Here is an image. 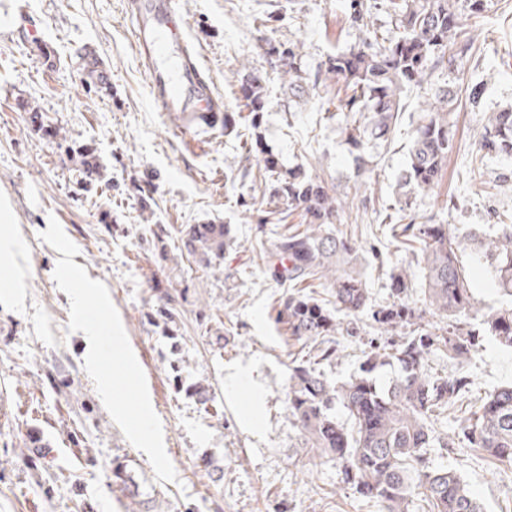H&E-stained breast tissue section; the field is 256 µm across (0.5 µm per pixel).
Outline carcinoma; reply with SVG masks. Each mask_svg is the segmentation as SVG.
<instances>
[{
	"label": "carcinoma",
	"mask_w": 512,
	"mask_h": 512,
	"mask_svg": "<svg viewBox=\"0 0 512 512\" xmlns=\"http://www.w3.org/2000/svg\"><path fill=\"white\" fill-rule=\"evenodd\" d=\"M395 31L366 30L362 43L336 51L324 67L310 73L299 47L270 42L264 52L288 75L295 96L336 87V122L354 157L357 181L376 177L373 141L388 143L404 111V93L415 88L434 101L413 129L408 159L398 175L399 188L429 191L440 181L453 152L452 106L458 86L447 78L473 55L469 20L486 12L488 0H381ZM240 91L251 114L256 140L263 141L260 114L266 105L263 78L250 71ZM479 150L512 158V105L491 113L479 137ZM79 157L76 181L88 191L99 181L101 166L89 144L69 148ZM262 177L270 196L305 223L277 233L266 267L271 279L288 286L274 308V323L300 347L301 357L288 368L285 404L301 428L306 447L342 467L347 483L362 497L380 504L381 512H405L412 493L423 490L430 512H484L479 500L454 472L427 465L430 448H478L502 463H512V383L485 393L481 405L459 423L453 435L436 432L434 422L455 408L473 385L464 369L482 347L480 335L460 317L472 307L473 292L458 253L470 250L488 262L497 288L508 297L483 314L485 332L497 347L512 351V223L500 222L493 235L478 231L451 233L446 224L416 222L404 214L400 243L418 246L423 287L429 307L448 316L436 327L424 322L403 300L411 285L406 269L390 274L396 301L374 306L357 268V247L344 221L337 186L303 165L284 169L268 148ZM181 250L208 267L224 259L230 241L227 224H186ZM371 318L385 333L399 336L372 344L358 371L344 381L327 378L322 366L336 359L333 336L360 333L359 316ZM182 311L172 297L156 309L152 323L175 336ZM442 351L455 370L433 373L428 356ZM347 411L351 426L336 420L334 409Z\"/></svg>",
	"instance_id": "obj_1"
}]
</instances>
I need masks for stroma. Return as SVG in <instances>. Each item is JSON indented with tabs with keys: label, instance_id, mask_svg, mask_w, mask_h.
<instances>
[{
	"label": "stroma",
	"instance_id": "stroma-1",
	"mask_svg": "<svg viewBox=\"0 0 512 512\" xmlns=\"http://www.w3.org/2000/svg\"><path fill=\"white\" fill-rule=\"evenodd\" d=\"M44 19L45 54L29 55L20 38L0 39V212L25 242L15 268L0 267V294L14 277L24 283L20 305L0 301V512H380L343 480L336 464L306 448L285 407V345L271 319L282 290L260 257L264 211L278 208L268 187L247 179L261 158L245 138L223 128L183 137L155 112L148 78L132 49L126 0H27ZM346 0H179L187 32L202 47L217 92L232 111L244 109L240 78H265L263 133L287 165L302 164L331 179L342 196L359 193L352 158L323 91L288 95V78L260 49L261 41L298 43L308 68L336 50L359 43ZM473 58L455 72L459 89L483 84L472 107L453 105L454 150L440 184L411 194L417 221L487 230L512 215V159H478L477 141L488 115L512 103V0H491L477 21ZM91 45L112 73L102 89L78 57ZM417 90L392 143L379 150L378 176L369 191L375 211L350 210L361 246L378 245L363 272L373 304L390 303L392 268L413 277L410 306L424 310L421 255L399 246L383 211H398L396 180L418 119ZM39 113L57 132L48 141L30 121ZM92 144L102 179L88 192L74 183L71 148ZM149 209H141V198ZM57 219L79 249L74 261L103 282L142 367L152 407L176 481L155 477L105 409L82 368L84 344L69 332L70 299L53 279L59 252L41 234ZM226 224L231 245L220 265L206 269L179 249L185 224ZM164 229L167 260L147 242ZM473 288L467 316L482 330V315L499 307L485 262L463 252ZM184 313L178 335L165 336L150 320L166 293ZM361 333L337 336L338 354L327 376L356 372L369 338L379 331L362 317ZM254 386H233L237 367ZM471 399L512 382V352L484 342L467 366ZM431 468L457 472L486 512H512V464L464 448L428 451ZM123 471L117 479L115 471Z\"/></svg>",
	"mask_w": 512,
	"mask_h": 512
}]
</instances>
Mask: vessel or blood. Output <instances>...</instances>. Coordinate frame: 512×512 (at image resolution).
Returning <instances> with one entry per match:
<instances>
[{
    "label": "vessel or blood",
    "instance_id": "1",
    "mask_svg": "<svg viewBox=\"0 0 512 512\" xmlns=\"http://www.w3.org/2000/svg\"><path fill=\"white\" fill-rule=\"evenodd\" d=\"M15 12L18 25L26 29L25 48L41 49L42 30L29 22L24 0H17ZM128 15L154 110L177 119L183 135L195 132L202 122L223 119L227 105L203 76L204 56L189 39L177 0H128Z\"/></svg>",
    "mask_w": 512,
    "mask_h": 512
}]
</instances>
